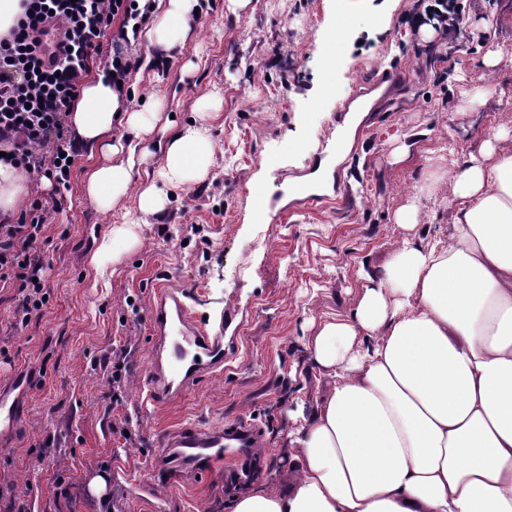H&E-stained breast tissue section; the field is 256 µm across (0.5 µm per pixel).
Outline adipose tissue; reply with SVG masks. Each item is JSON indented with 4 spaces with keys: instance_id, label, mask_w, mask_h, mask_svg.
Listing matches in <instances>:
<instances>
[{
    "instance_id": "1",
    "label": "adipose tissue",
    "mask_w": 512,
    "mask_h": 512,
    "mask_svg": "<svg viewBox=\"0 0 512 512\" xmlns=\"http://www.w3.org/2000/svg\"><path fill=\"white\" fill-rule=\"evenodd\" d=\"M200 0H164L145 38L156 55L185 45ZM129 135L112 136L116 124ZM91 159L88 197L109 209L132 186L138 208L165 209L162 185L204 179L213 159L206 124L175 127L152 102L128 110L98 73L70 107ZM167 134L161 185H139L140 145ZM30 186L0 162V220ZM447 242L409 235L369 275L350 315L323 321L310 341L325 388L289 435L277 485L237 496L232 512H512V152L488 145L452 176Z\"/></svg>"
}]
</instances>
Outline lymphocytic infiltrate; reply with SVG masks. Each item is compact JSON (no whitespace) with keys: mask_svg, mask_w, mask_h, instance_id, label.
I'll use <instances>...</instances> for the list:
<instances>
[{"mask_svg":"<svg viewBox=\"0 0 512 512\" xmlns=\"http://www.w3.org/2000/svg\"><path fill=\"white\" fill-rule=\"evenodd\" d=\"M155 0H21L22 14L0 36V152L6 163L68 187L71 161L81 150L68 124L69 107L80 94L98 56H106L116 80L129 81L139 60L123 46L136 27L149 23ZM63 32L69 51L46 62L40 35L47 24ZM118 26L111 55L103 40ZM49 206L32 203L16 222L0 223V282L19 285L16 313L21 320L41 312L49 301L41 248Z\"/></svg>","mask_w":512,"mask_h":512,"instance_id":"f902f5d3","label":"lymphocytic infiltrate"}]
</instances>
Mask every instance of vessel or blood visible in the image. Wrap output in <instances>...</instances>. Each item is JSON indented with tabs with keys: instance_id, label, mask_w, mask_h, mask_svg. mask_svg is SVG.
Wrapping results in <instances>:
<instances>
[{
	"instance_id": "obj_1",
	"label": "vessel or blood",
	"mask_w": 512,
	"mask_h": 512,
	"mask_svg": "<svg viewBox=\"0 0 512 512\" xmlns=\"http://www.w3.org/2000/svg\"><path fill=\"white\" fill-rule=\"evenodd\" d=\"M401 84L398 72L385 70L364 82L369 91H379L372 106L380 111ZM149 329L152 358L141 382V392L153 404L172 402L193 389L201 379L224 369V329L210 327L191 311L185 293L161 287L153 303ZM27 409L19 401L0 393V435L19 427ZM258 431L250 423H231L219 428L193 424L164 432L157 440L161 463L189 469L198 480L210 479L223 462H232L237 481L251 474L250 448L257 445Z\"/></svg>"
}]
</instances>
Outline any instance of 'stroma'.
Returning <instances> with one entry per match:
<instances>
[{"instance_id": "obj_1", "label": "stroma", "mask_w": 512, "mask_h": 512, "mask_svg": "<svg viewBox=\"0 0 512 512\" xmlns=\"http://www.w3.org/2000/svg\"><path fill=\"white\" fill-rule=\"evenodd\" d=\"M423 0H205L166 69L133 75L132 107L162 99L183 126L212 109L207 177L175 189L167 210L143 214L134 195L101 211L85 193L87 153L47 220L43 246L49 303L20 323L17 284H0V392L27 378L29 414L0 452V493L15 512H229L252 486L279 483L288 434L320 398L324 381L308 343L324 319L350 314L365 273L383 267L405 231L398 211L415 202L422 242L447 241L452 173L486 141L512 146V0H469L461 33L411 31ZM501 52L494 67L487 49ZM335 55L334 90L325 87ZM405 73L407 94L364 129L338 125L340 108L369 75ZM344 140L334 200L252 217L251 190L278 197L324 143ZM132 222L139 245L113 257L114 225ZM103 255V272L91 264ZM183 290L201 319L234 320L224 371L176 403L141 402L149 313L159 284ZM132 345L121 400L102 359ZM260 429L249 481L182 478L158 496L142 490L158 468L156 441L185 423ZM136 433L135 441L123 430ZM55 446L44 449L43 441ZM122 473L114 482V473Z\"/></svg>"}]
</instances>
